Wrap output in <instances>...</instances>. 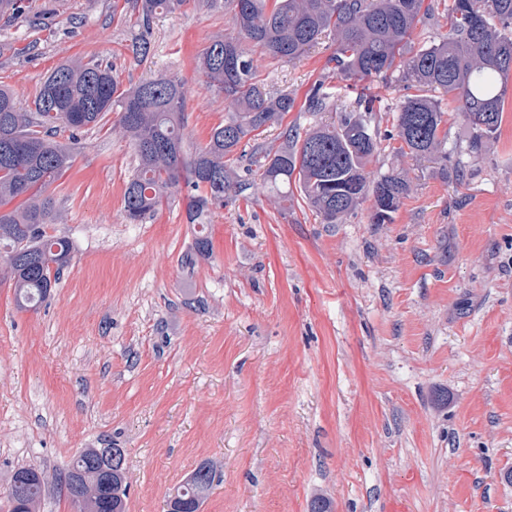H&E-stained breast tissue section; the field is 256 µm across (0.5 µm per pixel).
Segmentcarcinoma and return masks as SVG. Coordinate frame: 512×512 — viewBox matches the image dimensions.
<instances>
[{"label": "carcinoma", "instance_id": "1", "mask_svg": "<svg viewBox=\"0 0 512 512\" xmlns=\"http://www.w3.org/2000/svg\"><path fill=\"white\" fill-rule=\"evenodd\" d=\"M132 3L148 26L158 12L175 11L185 0ZM218 4L230 15L231 27L204 50L198 70L224 96V124L191 154L183 133L187 89L179 79L159 76L121 90L112 67L91 60L57 67L41 82L29 110L10 90L0 89V246L6 249L19 306L35 308L46 299L71 253L68 240L47 232L63 217L46 189L70 168L77 145L58 136L95 127L111 112L118 114L114 129L138 156L124 192L125 215L132 223L160 208L182 181L195 190L186 204L189 224L208 223L212 210L248 188L286 201L294 185L326 224L352 213L368 195L374 200L371 223L391 222L410 182L394 172L369 180L365 167L380 140L371 126L377 97L363 92L356 109L336 113L331 123L303 134L286 129L275 150L254 144L250 160L262 170L260 183L238 179L226 158L296 104L292 94L273 93L258 80L255 48L267 59L291 62L331 35L334 51L327 63L342 79L395 77L415 90L396 112L403 154L444 151L437 93L459 102L470 127L468 155L482 154L501 126L512 74V0H448V35L415 51V26L434 10L425 0H206L210 7ZM334 108L332 88L322 80L315 83L303 109L318 115ZM84 452L59 477L69 498L82 488L79 512H125L127 476L103 472L98 449ZM19 475L25 488L21 494L5 488L7 512H38L45 475L30 466L15 469L11 477ZM215 478L211 463L196 467L175 491L184 512H199Z\"/></svg>", "mask_w": 512, "mask_h": 512}]
</instances>
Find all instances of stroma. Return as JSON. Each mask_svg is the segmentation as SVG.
Segmentation results:
<instances>
[{
    "mask_svg": "<svg viewBox=\"0 0 512 512\" xmlns=\"http://www.w3.org/2000/svg\"><path fill=\"white\" fill-rule=\"evenodd\" d=\"M0 19V88L31 106L71 60L113 65L120 88L167 75L187 87L185 149L224 122L198 56L230 26L186 0L150 29L129 0H25ZM147 37L135 59L131 44ZM331 39L293 62L263 63L267 89L299 104L323 80ZM382 136L371 177L411 183L392 221L372 198L336 224L300 196L251 189L213 210L211 252L193 255L187 186L139 224L124 191L133 146L85 129L48 187L68 266L35 309L15 303L0 253V487L44 471L40 512H77L55 477L86 448L125 451L127 512H165L202 462L218 480L201 512H512V83L483 155L444 96L448 158L400 154L395 112L407 89L368 79ZM463 176H456L457 162Z\"/></svg>",
    "mask_w": 512,
    "mask_h": 512,
    "instance_id": "35a3bbf8",
    "label": "stroma"
}]
</instances>
